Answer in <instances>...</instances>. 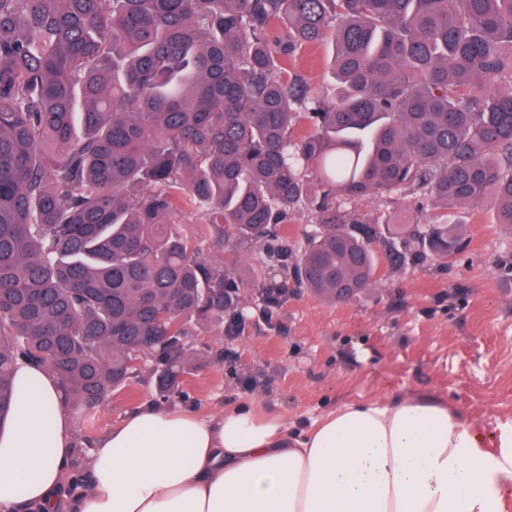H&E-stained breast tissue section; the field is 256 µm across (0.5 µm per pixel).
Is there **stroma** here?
I'll use <instances>...</instances> for the list:
<instances>
[{
  "label": "stroma",
  "mask_w": 512,
  "mask_h": 512,
  "mask_svg": "<svg viewBox=\"0 0 512 512\" xmlns=\"http://www.w3.org/2000/svg\"><path fill=\"white\" fill-rule=\"evenodd\" d=\"M324 43L299 54L292 70L322 93L336 92ZM379 210L393 224H424L432 209L406 192L383 204L364 198L343 213ZM470 245L447 265L406 261L382 265L374 287L333 303L299 287L291 271L267 262L262 246L222 252L240 282L238 327L195 325L188 336L197 367L181 375L186 398L171 406L218 411L255 400L289 418H310L348 400L387 393L433 392L476 424L512 422V233L492 203L461 209ZM276 304H266V296ZM156 377L145 363L128 385L75 431L91 441L128 409L155 401Z\"/></svg>",
  "instance_id": "obj_1"
}]
</instances>
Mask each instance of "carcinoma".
<instances>
[{
  "label": "carcinoma",
  "instance_id": "carcinoma-1",
  "mask_svg": "<svg viewBox=\"0 0 512 512\" xmlns=\"http://www.w3.org/2000/svg\"><path fill=\"white\" fill-rule=\"evenodd\" d=\"M329 35L333 97L290 70ZM406 188L436 209L410 236L330 201ZM489 199L512 230V0H0V421L17 363L87 415L147 338L158 395L177 391L190 322L224 321L239 288L207 241L286 269L277 225L308 203L294 277L336 302L383 258L448 263L468 240L448 210Z\"/></svg>",
  "mask_w": 512,
  "mask_h": 512
}]
</instances>
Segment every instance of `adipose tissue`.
Segmentation results:
<instances>
[{
  "mask_svg": "<svg viewBox=\"0 0 512 512\" xmlns=\"http://www.w3.org/2000/svg\"><path fill=\"white\" fill-rule=\"evenodd\" d=\"M14 388L0 512H505L512 501V423L488 432L436 394L346 402L308 422L252 403L211 415L143 403L84 448L51 372L18 363Z\"/></svg>",
  "mask_w": 512,
  "mask_h": 512,
  "instance_id": "obj_1",
  "label": "adipose tissue"
}]
</instances>
